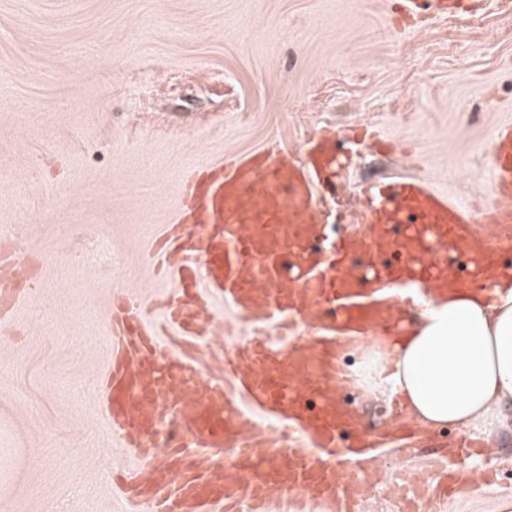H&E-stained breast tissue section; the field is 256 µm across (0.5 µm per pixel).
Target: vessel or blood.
<instances>
[{"label":"vessel or blood","instance_id":"obj_1","mask_svg":"<svg viewBox=\"0 0 512 512\" xmlns=\"http://www.w3.org/2000/svg\"><path fill=\"white\" fill-rule=\"evenodd\" d=\"M459 0H402L405 17ZM303 159L254 150L189 171L179 203L147 256L172 283L149 317L124 291L107 312L109 353L96 383L115 445L127 512H281L285 502L352 512L371 493L382 448L347 437L336 347L343 336H402L409 310L385 291H485L512 252V122L496 127L487 155L490 201L476 207L409 176L375 181L357 196L360 231L321 243V202L340 165L336 134L306 140ZM22 261L0 255V326L29 293L15 289ZM243 318L255 336L234 353L203 352L216 335L211 303ZM456 443L444 469L409 498L424 512L437 490L475 481Z\"/></svg>","mask_w":512,"mask_h":512}]
</instances>
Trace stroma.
<instances>
[{
    "label": "stroma",
    "instance_id": "35a3bbf8",
    "mask_svg": "<svg viewBox=\"0 0 512 512\" xmlns=\"http://www.w3.org/2000/svg\"><path fill=\"white\" fill-rule=\"evenodd\" d=\"M398 16L399 0H0V236L43 265L0 344V512H126L104 484L112 445L91 380L112 294L167 288L145 248L190 168L279 144L295 155L328 127L384 143L350 157L333 213L366 180L409 174L484 201L489 143L512 121V27L491 5ZM348 404L372 438L397 406ZM383 461L423 482L435 456L420 444ZM470 465L497 482L430 512L512 504V436Z\"/></svg>",
    "mask_w": 512,
    "mask_h": 512
}]
</instances>
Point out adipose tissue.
<instances>
[{"label": "adipose tissue", "mask_w": 512, "mask_h": 512, "mask_svg": "<svg viewBox=\"0 0 512 512\" xmlns=\"http://www.w3.org/2000/svg\"><path fill=\"white\" fill-rule=\"evenodd\" d=\"M495 301L471 292L424 302L410 333L378 337L358 373L368 391L402 399L422 426L512 430V270Z\"/></svg>", "instance_id": "obj_1"}]
</instances>
